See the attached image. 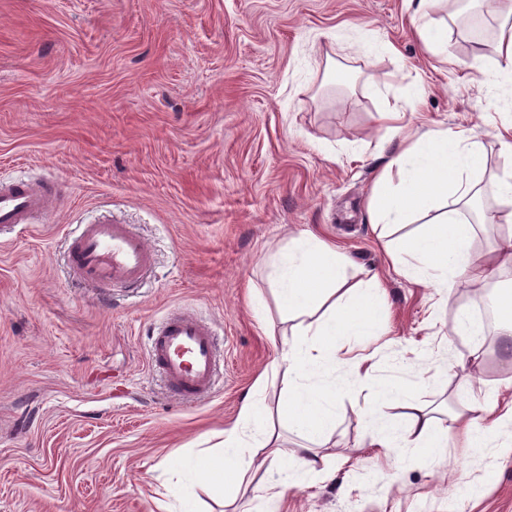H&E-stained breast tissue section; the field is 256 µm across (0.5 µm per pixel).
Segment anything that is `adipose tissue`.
<instances>
[{"mask_svg":"<svg viewBox=\"0 0 512 512\" xmlns=\"http://www.w3.org/2000/svg\"><path fill=\"white\" fill-rule=\"evenodd\" d=\"M457 0H418L412 17L414 31L427 52L444 54L447 28L439 15ZM496 57L483 70L512 106V10L499 27ZM485 168V151L470 131L430 129L394 149L368 198L369 221L398 231L386 253L392 265L414 283L451 294L464 282L487 279L512 266V165L495 184L497 209L490 221L507 225L509 233L484 255L474 254L470 215L481 203L477 176ZM421 223L420 231L402 234V227ZM269 282L276 293L292 336L282 341L271 373L282 377L288 405L281 413L286 426L297 431L303 446L283 454L280 434L270 422L260 397L267 376L247 391L236 421L222 433L217 450L181 458L176 468L183 480L182 512H200L193 490L195 479L207 480L211 494L230 501L244 482H253L269 505H276L287 488L310 478L334 480L319 452L336 424V399L367 380L364 362L343 357L344 349L363 344L385 326L386 291L378 276L350 281L343 254L309 230L300 231L268 258ZM400 426H387L375 412L358 415L372 432L375 447L398 456L421 448L442 447L451 430L499 454L512 453V396L501 395L470 406L452 427L438 428L435 417L414 399L404 401Z\"/></svg>","mask_w":512,"mask_h":512,"instance_id":"1","label":"adipose tissue"}]
</instances>
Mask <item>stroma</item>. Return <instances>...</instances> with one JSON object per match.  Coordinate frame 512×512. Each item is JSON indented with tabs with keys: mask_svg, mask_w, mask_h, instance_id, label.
Returning a JSON list of instances; mask_svg holds the SVG:
<instances>
[{
	"mask_svg": "<svg viewBox=\"0 0 512 512\" xmlns=\"http://www.w3.org/2000/svg\"><path fill=\"white\" fill-rule=\"evenodd\" d=\"M488 37L445 18L448 59L427 54L406 0H0V181L48 180L53 211L0 229V512H153L180 482L161 459L213 445L237 418L289 325L266 260L310 230L378 272L389 332L372 337L374 386L401 414L412 397L442 425L512 378L501 336L453 334L458 309L512 282L477 281L444 302L391 267L367 197L388 154L380 112L426 131L472 130L485 200L511 164L498 134L512 113L472 70L493 60L498 15L468 0ZM367 22L394 54L363 58ZM348 82L335 84L333 72ZM111 216L152 246L136 293L80 287L64 265L80 225ZM186 306L213 323L224 358L215 392L166 394L148 365L154 323ZM482 385L464 388L467 375ZM321 453L332 482L289 489L279 512H512V455L459 444L401 463L371 447L351 398ZM397 484H389L390 474ZM476 494L461 498L460 483Z\"/></svg>",
	"mask_w": 512,
	"mask_h": 512,
	"instance_id": "obj_1",
	"label": "stroma"
}]
</instances>
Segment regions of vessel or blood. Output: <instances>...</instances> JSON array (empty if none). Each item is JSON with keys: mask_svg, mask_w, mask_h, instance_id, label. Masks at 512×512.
<instances>
[{"mask_svg": "<svg viewBox=\"0 0 512 512\" xmlns=\"http://www.w3.org/2000/svg\"><path fill=\"white\" fill-rule=\"evenodd\" d=\"M54 200L47 183H0V227L33 223ZM66 262L73 279L84 286L131 291L152 272L155 255L129 225L103 218L82 225L68 246ZM148 352L152 372L161 377L171 397L194 402L213 393L219 364L216 334L197 313H167L151 330Z\"/></svg>", "mask_w": 512, "mask_h": 512, "instance_id": "obj_1", "label": "vessel or blood"}]
</instances>
